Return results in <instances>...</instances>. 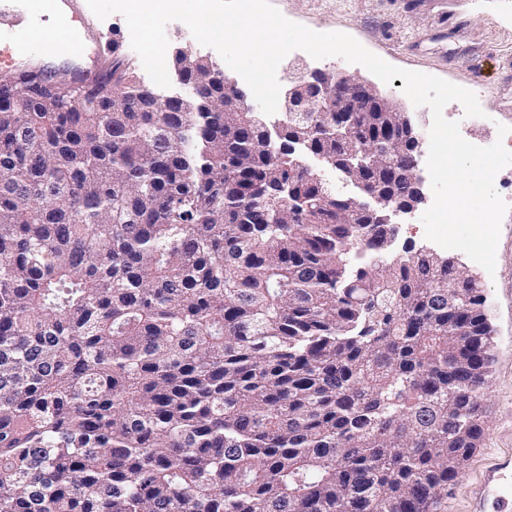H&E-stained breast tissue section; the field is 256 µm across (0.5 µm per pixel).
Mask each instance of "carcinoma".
<instances>
[{"label": "carcinoma", "mask_w": 512, "mask_h": 512, "mask_svg": "<svg viewBox=\"0 0 512 512\" xmlns=\"http://www.w3.org/2000/svg\"><path fill=\"white\" fill-rule=\"evenodd\" d=\"M176 62L207 111L145 98L116 45L119 112L0 77V512H442L482 433L484 289L301 164L376 192L401 114L277 131Z\"/></svg>", "instance_id": "1"}]
</instances>
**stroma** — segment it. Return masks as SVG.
<instances>
[{
	"label": "stroma",
	"mask_w": 512,
	"mask_h": 512,
	"mask_svg": "<svg viewBox=\"0 0 512 512\" xmlns=\"http://www.w3.org/2000/svg\"><path fill=\"white\" fill-rule=\"evenodd\" d=\"M287 19L317 32H343L402 69L423 72L476 93L483 117H468L460 103L445 106L462 137L475 145L495 143L497 127H512V0H271ZM87 36L102 49L119 44L136 53L124 17L98 19L87 0H72ZM508 204L496 252V270L487 271L463 252L454 257L476 274L486 296L493 328V362L484 401L483 435L462 474L448 487L443 512H470V485L506 452L512 451V166L495 177Z\"/></svg>",
	"instance_id": "35a3bbf8"
}]
</instances>
